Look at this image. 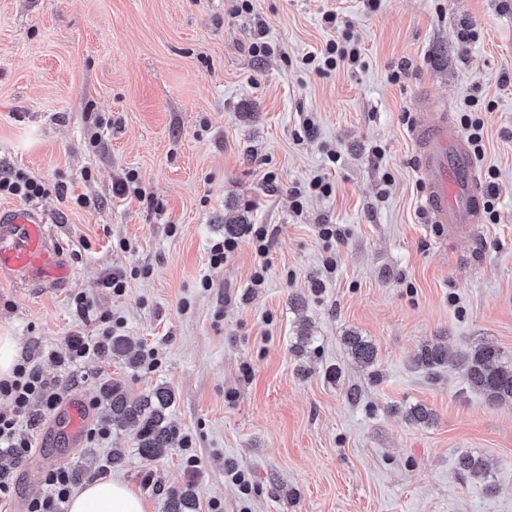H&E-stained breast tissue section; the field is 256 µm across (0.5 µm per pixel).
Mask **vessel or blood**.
<instances>
[{
	"label": "vessel or blood",
	"mask_w": 512,
	"mask_h": 512,
	"mask_svg": "<svg viewBox=\"0 0 512 512\" xmlns=\"http://www.w3.org/2000/svg\"><path fill=\"white\" fill-rule=\"evenodd\" d=\"M418 163L424 174L422 207L430 223L449 231L470 229L483 220V190L467 139L445 109L413 131ZM69 275L59 248L50 241L47 213L36 205L0 207V278L22 284H59ZM64 422L72 447L84 438L89 416L80 397L61 400L53 412Z\"/></svg>",
	"instance_id": "1"
}]
</instances>
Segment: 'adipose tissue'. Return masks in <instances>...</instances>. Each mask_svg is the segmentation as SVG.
Masks as SVG:
<instances>
[{
  "instance_id": "ef3b65f1",
  "label": "adipose tissue",
  "mask_w": 512,
  "mask_h": 512,
  "mask_svg": "<svg viewBox=\"0 0 512 512\" xmlns=\"http://www.w3.org/2000/svg\"><path fill=\"white\" fill-rule=\"evenodd\" d=\"M69 512H150L149 503L118 479L95 481L75 493Z\"/></svg>"
}]
</instances>
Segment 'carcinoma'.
Instances as JSON below:
<instances>
[{
	"label": "carcinoma",
	"mask_w": 512,
	"mask_h": 512,
	"mask_svg": "<svg viewBox=\"0 0 512 512\" xmlns=\"http://www.w3.org/2000/svg\"><path fill=\"white\" fill-rule=\"evenodd\" d=\"M350 355L371 367L375 362V348L360 336L345 337ZM418 365L428 371L447 366L454 368L463 364V379L475 392L490 402L512 401V366L502 361L496 345L484 342L466 350H451L440 344H425L416 357ZM102 397L107 402L112 424L118 427L131 426L136 436L137 448L143 457L153 460L166 455L172 443L168 409L173 394L167 387L159 386L151 393L131 398L118 382L107 383L102 388ZM459 471L471 478H486V464L480 457L463 454L458 459ZM195 496L187 488L171 494L165 504V512H192Z\"/></svg>",
	"instance_id": "cac0c4a2"
}]
</instances>
